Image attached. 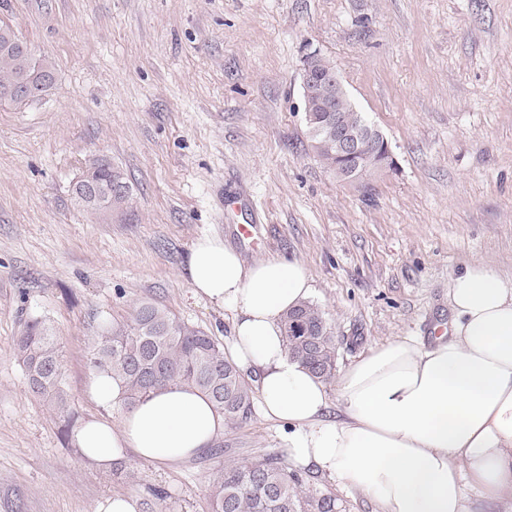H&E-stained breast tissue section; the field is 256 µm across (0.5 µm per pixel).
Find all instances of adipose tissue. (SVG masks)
<instances>
[{"label":"adipose tissue","instance_id":"adipose-tissue-1","mask_svg":"<svg viewBox=\"0 0 512 512\" xmlns=\"http://www.w3.org/2000/svg\"><path fill=\"white\" fill-rule=\"evenodd\" d=\"M196 296L232 315L231 359L255 376L260 414L279 423L295 463L375 501L379 512H469L466 490L512 499V283L484 264L450 284L451 333L431 343L402 336L370 348L339 375L342 417L325 416V385L288 354L285 313L313 287L299 261L246 263L223 240L190 251ZM91 400L121 410L92 417L72 435L83 457L105 468L135 454L175 464L206 450L224 418L197 388L170 384L122 411V387L92 372Z\"/></svg>","mask_w":512,"mask_h":512}]
</instances>
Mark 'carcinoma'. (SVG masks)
I'll list each match as a JSON object with an SVG mask.
<instances>
[{"mask_svg": "<svg viewBox=\"0 0 512 512\" xmlns=\"http://www.w3.org/2000/svg\"><path fill=\"white\" fill-rule=\"evenodd\" d=\"M15 30L0 25V104L23 103L5 98L20 78L46 67L43 93L53 87L55 76L49 61L39 63L16 44H9ZM323 98H331L353 128L368 119L346 94L330 95L329 86L319 87ZM324 113L306 115V123L318 126L310 135L321 166L335 173L343 163L336 156V128L326 126ZM82 176L89 182L112 188V208L125 213L133 209L135 197L119 168L105 158L85 160ZM282 334L289 356L324 383L336 371V336L320 306L307 301L288 311ZM16 358L23 366L31 393L45 401L62 419L64 437L71 438L70 395L63 383L62 361L51 329L40 319L26 323L16 344ZM93 371H105L124 388L123 406L132 407L149 392L170 383L191 385L204 393L225 423L237 424L248 417L253 391L239 367L230 361L219 341L204 330L180 321L150 303L138 305L123 324L101 328L92 338L89 358ZM210 512H336V499L303 484L299 471L277 455L233 461L224 466L213 484Z\"/></svg>", "mask_w": 512, "mask_h": 512, "instance_id": "1", "label": "carcinoma"}]
</instances>
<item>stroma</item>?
<instances>
[{
    "label": "stroma",
    "instance_id": "35a3bbf8",
    "mask_svg": "<svg viewBox=\"0 0 512 512\" xmlns=\"http://www.w3.org/2000/svg\"><path fill=\"white\" fill-rule=\"evenodd\" d=\"M0 22L56 78L33 104L0 105V512H95L153 488L160 512H209L225 464L284 453L278 423L255 411L191 461L131 455L101 470L16 359L26 322L45 320L76 421H119L85 391L94 330L149 300L231 340L230 313L184 276L200 237L250 263L302 262L340 370L447 328L467 265L512 281V0H0ZM315 48L386 137L393 169L357 184L319 164L301 89ZM92 155L124 173L133 212L107 221L74 206ZM251 222L257 248L235 235ZM307 479L337 512H378L328 476Z\"/></svg>",
    "mask_w": 512,
    "mask_h": 512
}]
</instances>
